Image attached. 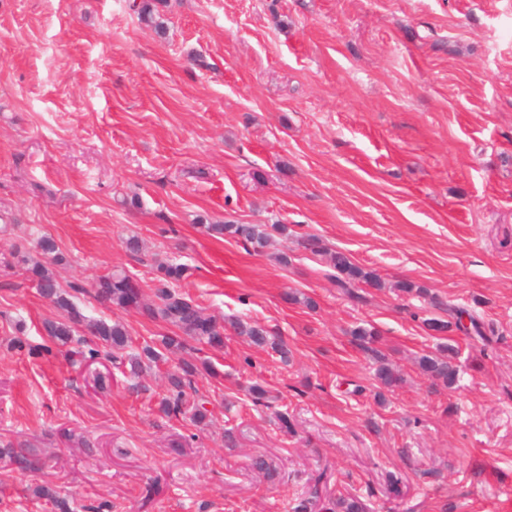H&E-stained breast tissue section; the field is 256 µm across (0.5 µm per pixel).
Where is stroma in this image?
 Instances as JSON below:
<instances>
[{"mask_svg":"<svg viewBox=\"0 0 512 512\" xmlns=\"http://www.w3.org/2000/svg\"><path fill=\"white\" fill-rule=\"evenodd\" d=\"M153 2L161 32L132 0H0V440L46 462L0 464V512H54L40 485L72 512H292L316 484L369 512H512V0ZM228 222L288 233L257 253L200 229ZM310 235L384 288L342 292ZM44 236L71 302L123 323L129 354L172 326L99 305L93 286L122 270L151 303L173 262L180 292L259 321L290 362L231 336L98 388L66 352L29 355L59 311L13 256L52 264ZM434 297L494 335H428ZM364 323L400 387L382 389L353 342ZM444 343L451 389L417 365ZM184 359L217 371L197 380L208 423L160 410ZM264 453L270 479L251 468Z\"/></svg>","mask_w":512,"mask_h":512,"instance_id":"obj_1","label":"stroma"}]
</instances>
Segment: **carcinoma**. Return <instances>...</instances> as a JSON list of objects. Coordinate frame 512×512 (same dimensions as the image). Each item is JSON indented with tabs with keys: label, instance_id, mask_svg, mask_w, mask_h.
<instances>
[{
	"label": "carcinoma",
	"instance_id": "cac0c4a2",
	"mask_svg": "<svg viewBox=\"0 0 512 512\" xmlns=\"http://www.w3.org/2000/svg\"><path fill=\"white\" fill-rule=\"evenodd\" d=\"M141 21L157 30L163 29V23L154 13L151 0H140L132 3ZM203 228L208 233H216L237 239L257 252L267 247L273 229L282 233L288 230L284 224H205ZM332 267L336 270V287L350 294L352 289L361 283L373 288H382L384 284L378 275L343 252L336 251L329 254ZM18 262L26 266V271L31 274L36 283L39 294L53 302L61 311L60 317L54 321L45 323L44 331L48 336V342L32 348L38 355H51L53 348H60L73 341L77 327H82L86 335L95 338L109 348L106 361L120 368L130 365V374L136 375L142 369V359L150 363H157L164 358V353H173L191 348V343L198 342L212 348L224 347L226 331H231L237 336H245L250 342L260 348H268L279 356L284 364L289 361L287 344L277 336H272L269 331L256 322L236 320L230 323V328H224L215 318L206 315L195 301L173 289V285L179 282L186 274L187 268L182 264H160L157 267L159 273L156 286L158 302L147 305L143 302L142 290L137 281L122 271H113L100 277L94 284L95 300L105 306L118 307L124 310H141L149 318L161 321L178 329V333L161 337L160 347L149 344L142 348L143 355L129 356L125 354L130 347L132 337L126 326L120 322L109 323L105 320H88L76 306L70 301L66 293L58 286L54 274L43 264L29 263V259L23 256ZM459 315L454 306L448 307L449 319L425 318L422 321L427 331L436 334L448 332L452 320ZM357 344L366 352L371 353L375 360V377L379 383L392 389L403 382V377L388 357L373 347L379 336L373 326H358L351 331ZM442 355L424 354L419 357L418 364L424 374L434 381H440L448 388L453 387L458 381L459 369L455 363L457 351L451 344L440 347ZM212 373L211 365L203 362L197 366L186 363L179 367L178 371L169 375L170 388L168 395L162 400V412L169 418H179L187 413L195 420L206 417L207 400L198 396L195 380L202 373ZM0 462L4 466H13L25 473H38L44 470L46 463L30 450L23 446H15L8 442L0 446ZM326 512H367V506L356 495H342L328 501Z\"/></svg>",
	"mask_w": 512,
	"mask_h": 512
}]
</instances>
